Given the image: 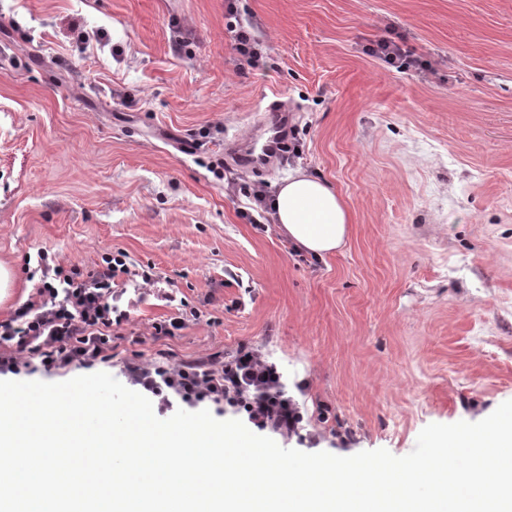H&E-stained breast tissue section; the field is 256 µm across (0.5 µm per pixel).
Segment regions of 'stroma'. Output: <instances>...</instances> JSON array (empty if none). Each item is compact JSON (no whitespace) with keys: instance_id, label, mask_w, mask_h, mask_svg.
Instances as JSON below:
<instances>
[{"instance_id":"1","label":"stroma","mask_w":512,"mask_h":512,"mask_svg":"<svg viewBox=\"0 0 512 512\" xmlns=\"http://www.w3.org/2000/svg\"><path fill=\"white\" fill-rule=\"evenodd\" d=\"M263 64L242 65L225 0H0V261L34 295L45 251L91 269L121 249L159 282L127 290L112 366L259 348L317 448L411 452L428 424L512 400V0H238ZM102 31L81 51L70 20ZM419 64L364 54L380 36ZM280 99L295 153L256 173ZM352 214L342 250L297 252L248 190L296 168ZM204 311L175 336L165 293ZM328 407V421L318 410Z\"/></svg>"}]
</instances>
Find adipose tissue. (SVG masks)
Here are the masks:
<instances>
[{
	"label": "adipose tissue",
	"instance_id": "ef3b65f1",
	"mask_svg": "<svg viewBox=\"0 0 512 512\" xmlns=\"http://www.w3.org/2000/svg\"><path fill=\"white\" fill-rule=\"evenodd\" d=\"M271 222L295 249L317 259L341 249L349 235L351 214L324 179L296 171L274 190Z\"/></svg>",
	"mask_w": 512,
	"mask_h": 512
}]
</instances>
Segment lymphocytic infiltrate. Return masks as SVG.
<instances>
[{
  "label": "lymphocytic infiltrate",
  "instance_id": "1",
  "mask_svg": "<svg viewBox=\"0 0 512 512\" xmlns=\"http://www.w3.org/2000/svg\"><path fill=\"white\" fill-rule=\"evenodd\" d=\"M41 279L35 295L0 321V376L21 372L20 356L36 354L44 371L71 365L91 368L112 360V331L127 322L121 286H152V265H132L125 251L103 253L92 269L51 263L37 254ZM127 382L157 397L160 412L175 404H203L216 414L241 413L260 431L296 435L303 421L282 372L256 350L239 346L230 360L212 355L193 363L132 359L121 370Z\"/></svg>",
  "mask_w": 512,
  "mask_h": 512
}]
</instances>
